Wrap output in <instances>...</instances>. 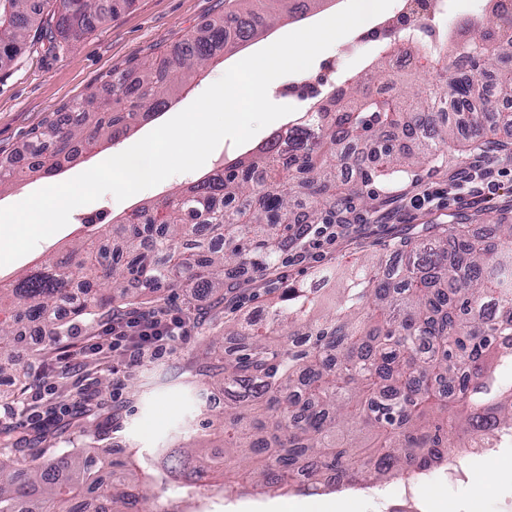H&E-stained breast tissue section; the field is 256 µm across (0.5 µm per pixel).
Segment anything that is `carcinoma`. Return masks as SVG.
I'll use <instances>...</instances> for the list:
<instances>
[{
    "mask_svg": "<svg viewBox=\"0 0 512 512\" xmlns=\"http://www.w3.org/2000/svg\"><path fill=\"white\" fill-rule=\"evenodd\" d=\"M0 0V63L20 56L31 35L53 53L135 0ZM172 56L109 74L65 115L47 119L0 164V190L31 173L55 175L84 151L118 142L138 122L165 110L179 86L209 64L257 39L284 17L298 19L321 0H276L266 14L254 0H234ZM494 22L434 32L416 56L436 71L455 69L445 87L414 86L409 72H369L334 93L256 152L155 202L138 207L52 262L0 286V352L22 343L20 328L67 336L121 301L139 304L164 290L231 293L238 270L272 272L278 257L303 244L307 225L358 198L375 208V179L409 177L423 164H444L512 140V8L488 0ZM485 46L474 61L470 49ZM492 60L491 75L483 65ZM420 139L418 152L398 147ZM335 285L326 300L295 281L279 289L263 318L224 324L235 347L203 369L224 392L219 443L157 451L156 462L130 453L108 466L66 453L46 466L36 439L0 441V512H151L156 472L195 496L218 477L221 488L284 485L311 491L373 484L387 475L428 472L448 449L512 427V384L493 375L512 362V221L494 238L472 225L433 224L394 255L320 272ZM103 406L89 402L79 423L96 436ZM31 465L21 480L4 458Z\"/></svg>",
    "mask_w": 512,
    "mask_h": 512,
    "instance_id": "obj_1",
    "label": "carcinoma"
}]
</instances>
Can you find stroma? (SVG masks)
<instances>
[{
    "mask_svg": "<svg viewBox=\"0 0 512 512\" xmlns=\"http://www.w3.org/2000/svg\"><path fill=\"white\" fill-rule=\"evenodd\" d=\"M225 8L224 0H137L133 8L119 12L73 46L56 53H46L42 43L31 41L21 57L0 66V160L9 158L45 118L100 89L108 74L155 61L203 22L222 16ZM298 28V23L280 20L255 42L226 55L223 63L208 68L190 90L172 102L170 113L187 108L223 76L226 68ZM373 54L371 46L357 42L355 34H347L333 44L330 55L318 56L308 70L274 80L268 96L275 104H287L282 87L302 81L318 83L320 91H329L345 76L364 75ZM112 151L111 145L101 144L65 164L55 176L21 178L0 193V207L70 180L105 160ZM490 159L504 172L500 189L490 202L477 204L467 194L450 193L448 171L424 166L414 183L388 186L376 181L374 188L380 194L376 209L368 211L355 205L347 236L322 255L283 266L281 276L244 271L240 275L241 293L227 296L221 304L211 296L199 295L188 301L181 292L162 291L152 303V310L171 312L184 320L180 336L165 350L139 356L124 345L110 351L106 361H99L92 345L105 327L93 318L87 319L76 335L63 337L56 344L27 330L24 346L9 353L25 377L20 382L5 383L8 396L0 399V429H10L17 437L46 433L58 455L82 448L86 440L71 425L81 410L79 401L70 395L72 385L77 383L95 391L113 414L95 448L102 460H111L121 451L149 458L157 449L187 444L190 429L199 426L200 410L208 394L207 380L196 369L210 357L223 354L227 344L225 320L259 318L265 308L264 297H275L282 278L308 282L316 267L358 264L373 254L393 251L401 241L417 236L423 225L451 224L511 207L512 150L492 152ZM188 182V177L174 175L157 189L124 201L108 193L75 208L65 229L51 242L39 243L23 257L0 266V284H12L32 268L70 251L83 237L87 218L100 215L106 223H113L133 207L162 198ZM427 190L438 192V199L420 210L410 208V198ZM68 349L76 356L66 361L62 355ZM483 461V456L469 453L460 456L456 475H449L443 466L430 472L426 486L440 491L445 501L439 512H512V446L499 449L494 457L499 470L494 492L476 500L464 470ZM153 492V512H160L168 500L179 503L187 512H266L268 504L294 498L305 501L306 512H320L321 501L336 495L332 489L310 493L284 488L268 493L212 492L204 498H190L184 489L162 480L155 483ZM379 498L388 501L386 512H419L397 475L375 484L370 497L353 500L349 512H376L375 501Z\"/></svg>",
    "mask_w": 512,
    "mask_h": 512,
    "instance_id": "35a3bbf8",
    "label": "stroma"
}]
</instances>
